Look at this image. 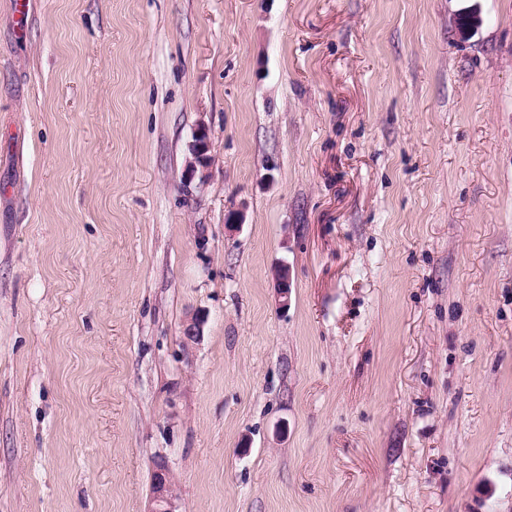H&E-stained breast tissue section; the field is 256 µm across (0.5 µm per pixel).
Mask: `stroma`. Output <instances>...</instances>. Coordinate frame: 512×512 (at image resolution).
<instances>
[{
    "mask_svg": "<svg viewBox=\"0 0 512 512\" xmlns=\"http://www.w3.org/2000/svg\"><path fill=\"white\" fill-rule=\"evenodd\" d=\"M161 458L179 512H512V0H0V512ZM210 150L211 144L208 130L205 126H198L190 145L191 158H189L186 165V173L190 178H193L198 168L206 172L212 169L214 160Z\"/></svg>",
    "mask_w": 512,
    "mask_h": 512,
    "instance_id": "35a3bbf8",
    "label": "stroma"
}]
</instances>
